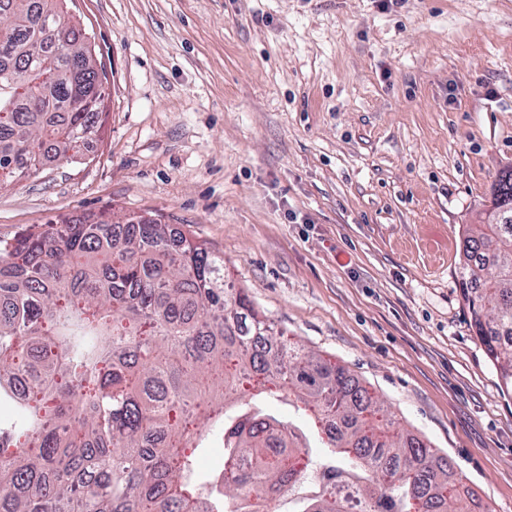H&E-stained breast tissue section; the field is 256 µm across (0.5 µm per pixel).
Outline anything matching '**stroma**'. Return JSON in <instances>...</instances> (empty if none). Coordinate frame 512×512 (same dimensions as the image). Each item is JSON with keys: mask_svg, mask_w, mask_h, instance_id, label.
Instances as JSON below:
<instances>
[{"mask_svg": "<svg viewBox=\"0 0 512 512\" xmlns=\"http://www.w3.org/2000/svg\"><path fill=\"white\" fill-rule=\"evenodd\" d=\"M107 76L101 140L0 190V237L150 215L224 258L285 339L351 371L512 512V393L460 238L512 166V0H67Z\"/></svg>", "mask_w": 512, "mask_h": 512, "instance_id": "35a3bbf8", "label": "stroma"}]
</instances>
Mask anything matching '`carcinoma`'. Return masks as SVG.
Wrapping results in <instances>:
<instances>
[{
  "label": "carcinoma",
  "mask_w": 512,
  "mask_h": 512,
  "mask_svg": "<svg viewBox=\"0 0 512 512\" xmlns=\"http://www.w3.org/2000/svg\"><path fill=\"white\" fill-rule=\"evenodd\" d=\"M65 0H0V187L98 140L106 75ZM475 335L512 392V167L492 214L462 239ZM315 412L328 451L264 412ZM0 512H460L451 465L392 431L383 402L318 354L286 344L224 259L171 224L78 215L0 239ZM224 441L200 472V430Z\"/></svg>",
  "instance_id": "carcinoma-1"
}]
</instances>
